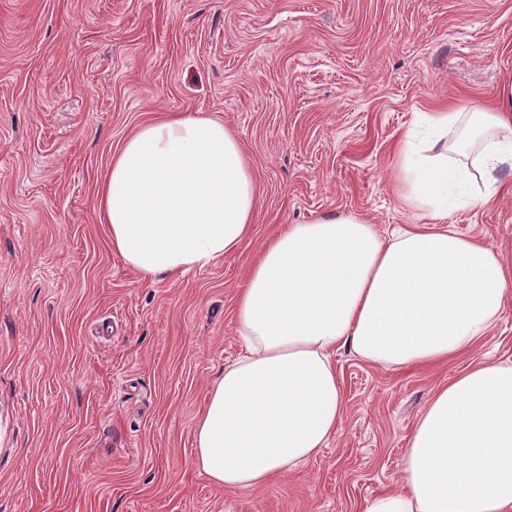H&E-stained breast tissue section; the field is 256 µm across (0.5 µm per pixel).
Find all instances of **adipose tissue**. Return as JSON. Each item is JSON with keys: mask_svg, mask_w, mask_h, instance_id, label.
<instances>
[{"mask_svg": "<svg viewBox=\"0 0 512 512\" xmlns=\"http://www.w3.org/2000/svg\"><path fill=\"white\" fill-rule=\"evenodd\" d=\"M398 151L396 190L428 224L382 239L322 216L277 233L250 268L237 316L246 353L226 365L195 425L194 464L247 489L314 458L345 412L332 364L351 349L386 367L438 364L488 334L512 301L500 251L447 226L450 213L511 193L512 86L491 110L421 115ZM256 184L223 121L171 113L138 127L98 187L112 251L143 278L175 280L250 236ZM366 512H512V365L471 364L417 418L402 485Z\"/></svg>", "mask_w": 512, "mask_h": 512, "instance_id": "obj_1", "label": "adipose tissue"}]
</instances>
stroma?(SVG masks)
Masks as SVG:
<instances>
[{"instance_id":"1","label":"stroma","mask_w":512,"mask_h":512,"mask_svg":"<svg viewBox=\"0 0 512 512\" xmlns=\"http://www.w3.org/2000/svg\"><path fill=\"white\" fill-rule=\"evenodd\" d=\"M512 0H0V512H365L394 490L434 388L512 363V305L467 352L390 368L338 350L346 411L279 483L216 486L197 416L243 352L237 294L268 237L323 215L425 223L393 190L421 112L499 101ZM223 118L256 178L235 253L143 280L96 189L138 125ZM449 225L512 261V196Z\"/></svg>"}]
</instances>
